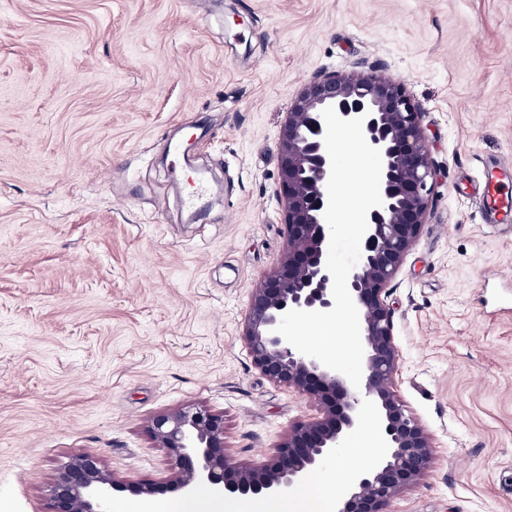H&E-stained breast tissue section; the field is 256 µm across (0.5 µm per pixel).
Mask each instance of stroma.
Returning <instances> with one entry per match:
<instances>
[{"instance_id":"obj_1","label":"stroma","mask_w":512,"mask_h":512,"mask_svg":"<svg viewBox=\"0 0 512 512\" xmlns=\"http://www.w3.org/2000/svg\"><path fill=\"white\" fill-rule=\"evenodd\" d=\"M331 72L402 82L436 171L388 296L434 460L389 512H512V235L462 191L512 157V0H0V512H47L82 452L135 503L161 413L223 414L246 464L319 416L242 327L288 247L281 125Z\"/></svg>"}]
</instances>
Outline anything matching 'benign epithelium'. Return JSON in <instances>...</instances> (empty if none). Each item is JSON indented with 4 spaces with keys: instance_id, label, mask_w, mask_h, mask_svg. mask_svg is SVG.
I'll return each instance as SVG.
<instances>
[{
    "instance_id": "benign-epithelium-1",
    "label": "benign epithelium",
    "mask_w": 512,
    "mask_h": 512,
    "mask_svg": "<svg viewBox=\"0 0 512 512\" xmlns=\"http://www.w3.org/2000/svg\"><path fill=\"white\" fill-rule=\"evenodd\" d=\"M329 106L344 119L366 115L365 138L382 155L383 203L368 212L360 263L348 277L365 346L358 389L275 332L291 309L333 307L324 218L330 160L321 116ZM278 151L283 224L290 248L253 291L242 336L253 366L314 400L320 415L295 423L270 460L244 465L225 452L224 415L196 407L159 414L152 420L150 436L157 447L167 450L170 480L140 483L130 491L148 499L168 484L188 493L207 484L243 497L279 496L335 454L347 435L370 418L383 437L382 451L368 469L354 476L336 512H388L390 502L423 476L434 458L429 434L393 388L400 351L387 303L388 286L426 223L435 177L421 113L404 84L392 78L319 75L295 97L280 131ZM121 485L97 456L75 454L47 489L48 512H111L112 490Z\"/></svg>"
}]
</instances>
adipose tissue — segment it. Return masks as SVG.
<instances>
[{
	"label": "adipose tissue",
	"instance_id": "1",
	"mask_svg": "<svg viewBox=\"0 0 512 512\" xmlns=\"http://www.w3.org/2000/svg\"><path fill=\"white\" fill-rule=\"evenodd\" d=\"M382 438L369 428L349 443L325 469L286 494L270 499L226 501L208 490L188 497L144 503L135 512H336V492L347 489L354 474L380 452Z\"/></svg>",
	"mask_w": 512,
	"mask_h": 512
}]
</instances>
